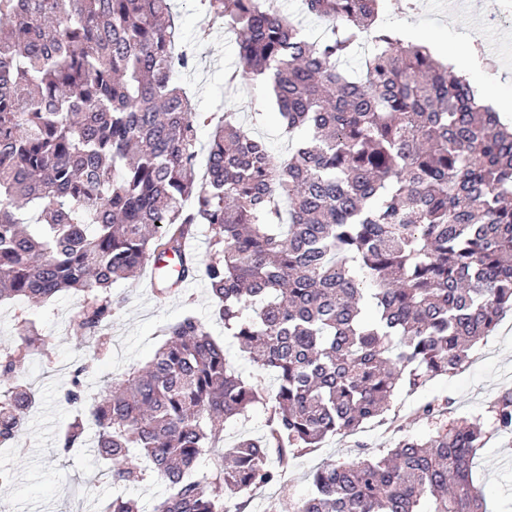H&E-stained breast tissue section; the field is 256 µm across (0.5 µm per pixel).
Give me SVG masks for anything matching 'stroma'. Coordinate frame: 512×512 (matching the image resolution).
Listing matches in <instances>:
<instances>
[{
  "instance_id": "obj_1",
  "label": "stroma",
  "mask_w": 512,
  "mask_h": 512,
  "mask_svg": "<svg viewBox=\"0 0 512 512\" xmlns=\"http://www.w3.org/2000/svg\"><path fill=\"white\" fill-rule=\"evenodd\" d=\"M454 2L381 0L379 20L398 30L412 27L418 36L438 39L454 54L462 35L473 33L474 22L503 10L498 0H468L465 11L452 20L448 9ZM172 6L184 36L205 41L202 60L185 79L196 95L199 111H233L244 130L269 146L273 157L287 154L291 141L270 114V95L258 92L252 82L241 86L227 81L239 62L236 34L213 26L203 0H172ZM482 54L495 60L493 67L481 71L490 102L512 107V20L491 32ZM113 290L124 303L112 318V352L97 360L92 359L89 347L79 343L70 326L73 313L82 303L81 294L67 292L39 305L24 299L0 303V340L17 341L18 324L25 320L46 337L52 353L51 363L33 358L23 374L37 402L28 417L29 435L22 449L0 448V469L13 475L10 484H0V512H102L116 493L138 499L148 510L154 500L167 494V485L159 480L144 485H113L110 478L100 475V466L87 449L70 456L58 452L57 439L75 414L65 394L76 365L88 364L84 388L88 397H96L107 378L122 373L131 362L149 360L167 324L191 314L215 339L223 341L229 364L242 376L252 375L246 353L225 337L223 323L216 321L215 301L204 280H195L164 301L155 298L145 272L114 284ZM506 389L512 390V312L474 346L462 370L436 378L413 392H395L391 411L398 417L401 432H394L389 420L375 419L356 434L329 439L322 448L297 458L283 483L257 489L247 512H265L272 504L277 505L278 512H288L289 502L309 494L310 476L323 462L348 463L361 451L387 450L402 434L427 438L451 419L485 413ZM448 399L453 402L451 415L426 419L415 413L422 403ZM509 448L512 434H499L491 437L475 458L473 477L489 512H512V456L505 454Z\"/></svg>"
}]
</instances>
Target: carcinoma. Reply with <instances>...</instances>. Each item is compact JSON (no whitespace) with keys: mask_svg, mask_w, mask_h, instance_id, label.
Segmentation results:
<instances>
[{"mask_svg":"<svg viewBox=\"0 0 512 512\" xmlns=\"http://www.w3.org/2000/svg\"><path fill=\"white\" fill-rule=\"evenodd\" d=\"M334 25L314 39L261 0H208L239 36L234 82L270 75L286 132L277 161L229 115L197 112L178 74L194 57L171 0H0V300L83 293L71 318L97 359L122 298L112 285L173 254L157 295L202 278L215 314L276 386L248 381L193 315L167 325L142 366L112 378L59 436L92 444L115 485L152 477L153 512H244L300 455L351 435L460 367L512 311V131L422 46L378 26L379 0H303ZM359 75L346 60L365 39ZM214 123L205 180L197 129ZM209 226V257L184 249ZM50 358L23 326L0 356V446L26 429L19 380ZM74 370L66 401L85 405ZM266 407L265 431L222 453L224 421ZM488 418L400 439L349 464L328 460L291 512H486L471 465L488 429L512 432V391ZM142 461L131 463L132 450ZM211 455L197 477L195 466ZM102 512H142L116 497Z\"/></svg>","mask_w":512,"mask_h":512,"instance_id":"1","label":"carcinoma"}]
</instances>
